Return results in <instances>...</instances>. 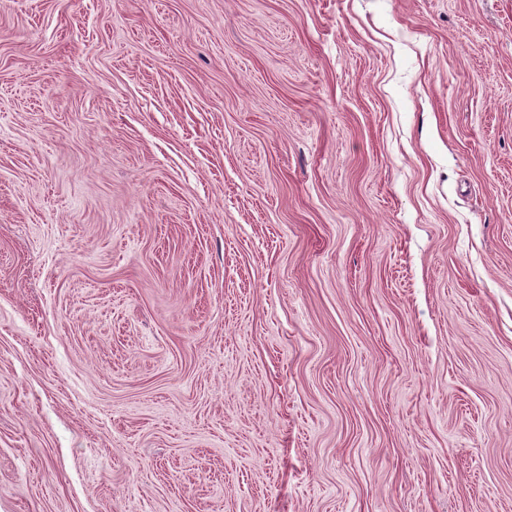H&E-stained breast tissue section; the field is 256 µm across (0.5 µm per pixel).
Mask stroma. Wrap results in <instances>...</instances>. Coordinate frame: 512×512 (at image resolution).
I'll list each match as a JSON object with an SVG mask.
<instances>
[{
    "label": "stroma",
    "instance_id": "obj_1",
    "mask_svg": "<svg viewBox=\"0 0 512 512\" xmlns=\"http://www.w3.org/2000/svg\"><path fill=\"white\" fill-rule=\"evenodd\" d=\"M0 512H512V0H0Z\"/></svg>",
    "mask_w": 512,
    "mask_h": 512
}]
</instances>
